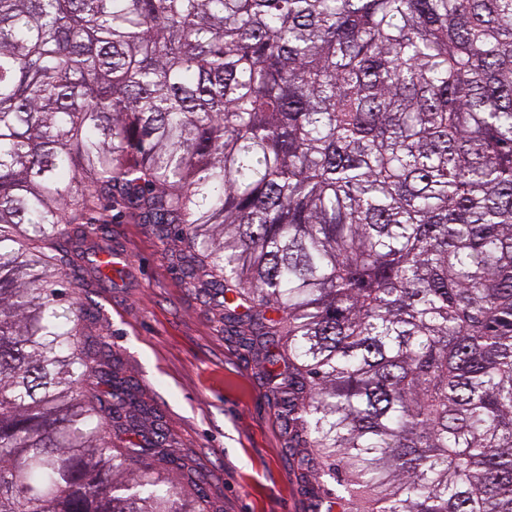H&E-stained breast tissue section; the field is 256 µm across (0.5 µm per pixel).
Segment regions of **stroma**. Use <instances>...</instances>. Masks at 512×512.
I'll return each mask as SVG.
<instances>
[{
  "instance_id": "stroma-1",
  "label": "stroma",
  "mask_w": 512,
  "mask_h": 512,
  "mask_svg": "<svg viewBox=\"0 0 512 512\" xmlns=\"http://www.w3.org/2000/svg\"><path fill=\"white\" fill-rule=\"evenodd\" d=\"M103 230L126 275L92 289V331L152 407L145 424L162 427L172 456L143 464L203 493L209 512H312L318 488L288 446L269 365L225 331L211 291L189 287L183 244L128 216Z\"/></svg>"
}]
</instances>
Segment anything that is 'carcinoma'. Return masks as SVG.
Returning <instances> with one entry per match:
<instances>
[{"instance_id":"cac0c4a2","label":"carcinoma","mask_w":512,"mask_h":512,"mask_svg":"<svg viewBox=\"0 0 512 512\" xmlns=\"http://www.w3.org/2000/svg\"><path fill=\"white\" fill-rule=\"evenodd\" d=\"M115 213L283 363L315 512H512V0H0V512H205L102 421Z\"/></svg>"}]
</instances>
